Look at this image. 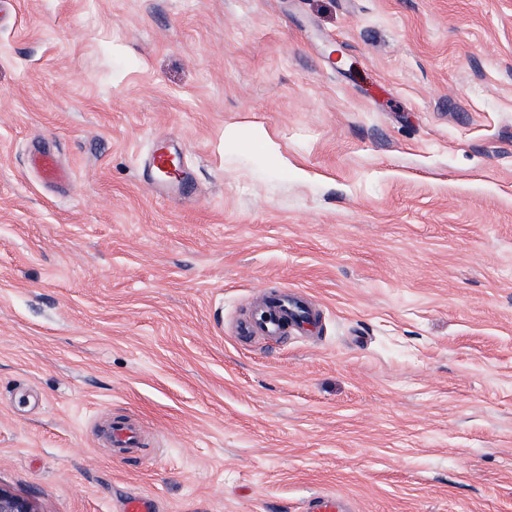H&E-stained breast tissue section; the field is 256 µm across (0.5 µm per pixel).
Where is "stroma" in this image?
<instances>
[{"mask_svg": "<svg viewBox=\"0 0 512 512\" xmlns=\"http://www.w3.org/2000/svg\"><path fill=\"white\" fill-rule=\"evenodd\" d=\"M164 136L183 202L142 174ZM284 289L317 330L242 343ZM115 417L140 447L101 438ZM0 487L38 512H512V0H17ZM352 497L338 492L310 496L304 505V512H355Z\"/></svg>", "mask_w": 512, "mask_h": 512, "instance_id": "stroma-1", "label": "stroma"}]
</instances>
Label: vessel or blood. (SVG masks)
Returning a JSON list of instances; mask_svg holds the SVG:
<instances>
[{
    "mask_svg": "<svg viewBox=\"0 0 512 512\" xmlns=\"http://www.w3.org/2000/svg\"><path fill=\"white\" fill-rule=\"evenodd\" d=\"M177 142L171 138L158 139L146 163V176L158 194L166 195L171 190L180 193L188 191V174L178 169L176 174L166 172L168 159L180 157ZM317 315L308 303L288 293L268 295L262 305L250 318L241 320L238 335L242 339L262 336L277 341L291 333L304 334L316 324ZM105 435L113 446L135 448L140 444V429L124 419L110 421L105 427ZM304 512H355L352 497L338 492L310 496L304 505Z\"/></svg>",
    "mask_w": 512,
    "mask_h": 512,
    "instance_id": "obj_1",
    "label": "vessel or blood"
}]
</instances>
